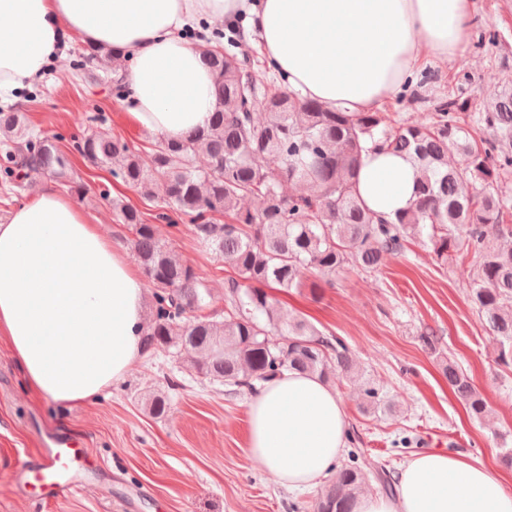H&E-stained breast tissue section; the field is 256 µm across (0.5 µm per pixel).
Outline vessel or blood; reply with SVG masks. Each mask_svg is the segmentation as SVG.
<instances>
[{
  "instance_id": "1",
  "label": "vessel or blood",
  "mask_w": 512,
  "mask_h": 512,
  "mask_svg": "<svg viewBox=\"0 0 512 512\" xmlns=\"http://www.w3.org/2000/svg\"><path fill=\"white\" fill-rule=\"evenodd\" d=\"M83 453V447L71 434L57 430L47 436L39 460L25 461L22 472L32 476L48 498L55 499L73 491L72 466Z\"/></svg>"
}]
</instances>
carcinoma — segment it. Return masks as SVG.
Listing matches in <instances>:
<instances>
[{
    "label": "carcinoma",
    "mask_w": 512,
    "mask_h": 512,
    "mask_svg": "<svg viewBox=\"0 0 512 512\" xmlns=\"http://www.w3.org/2000/svg\"><path fill=\"white\" fill-rule=\"evenodd\" d=\"M242 19L216 37L226 45L205 53L215 104L208 124L181 139H161L147 158L121 138L94 131L72 147L93 165L154 203V219L185 227L241 280L227 283L224 315L207 312L211 295L194 269L176 260L135 207L114 201L128 246L153 286L144 347L186 357L197 374L254 390L288 371L324 380L352 378L356 365L346 343L326 336L278 306L265 287L288 290L308 272L336 273L349 262L368 270L404 251L407 239L427 233L446 263L460 248L476 259L469 296L498 341L497 359L512 365V89L471 111L462 93L435 104L427 125H393L388 112H346L280 89L254 73L240 48ZM120 55L91 45L80 66L110 78ZM29 128L16 112H0L4 173L63 177L69 168L58 142ZM409 157L419 171L418 198L396 221L382 220L360 201L356 181L368 143ZM295 186L285 196L283 183ZM253 207H243L245 200ZM227 221L218 224L213 214ZM442 374L468 413L490 412L486 398L452 360ZM348 462L317 512H353L365 489L363 440L347 434Z\"/></svg>",
    "instance_id": "carcinoma-1"
}]
</instances>
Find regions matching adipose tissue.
I'll return each mask as SVG.
<instances>
[{
	"label": "adipose tissue",
	"instance_id": "adipose-tissue-1",
	"mask_svg": "<svg viewBox=\"0 0 512 512\" xmlns=\"http://www.w3.org/2000/svg\"><path fill=\"white\" fill-rule=\"evenodd\" d=\"M247 13L258 49L289 90L329 107L372 112L427 63L464 54L473 0H0V96L23 89L71 38L122 50L124 104L151 134L204 127L215 99L199 42L186 30ZM356 192L391 218L417 198L409 159L368 152ZM143 281L125 251L59 191L43 187L0 224V336L27 389L45 402H91L139 363ZM249 452L288 489L318 486L346 446L349 421L334 389L291 372L249 404ZM354 512H512V490L489 467L422 451L389 495Z\"/></svg>",
	"mask_w": 512,
	"mask_h": 512
}]
</instances>
